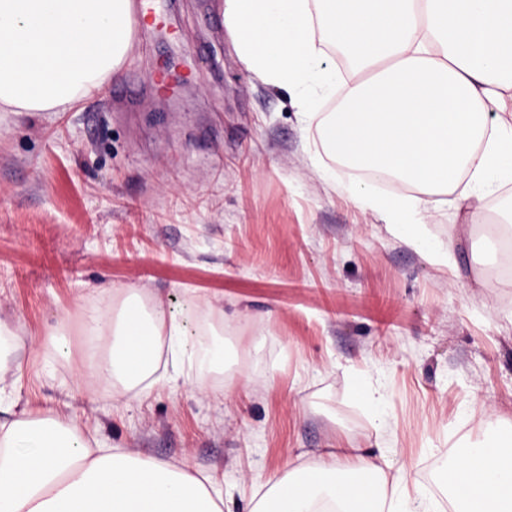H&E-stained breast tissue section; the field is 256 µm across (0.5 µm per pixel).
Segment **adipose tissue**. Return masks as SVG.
<instances>
[{
    "mask_svg": "<svg viewBox=\"0 0 512 512\" xmlns=\"http://www.w3.org/2000/svg\"><path fill=\"white\" fill-rule=\"evenodd\" d=\"M133 0H0V112H65L126 65ZM241 60L297 96L323 144L360 170L391 175L408 194L356 193L362 209L429 261L449 260L427 226L449 199L480 211L483 193L512 180V0H223ZM357 77L323 114L305 92L330 88L323 43ZM497 114H490V107ZM116 315L88 312L89 376L119 402L155 383L162 349L180 362L181 326L122 289ZM407 470L353 448L314 456L252 496L251 512H429ZM461 512H512V436L457 456L444 478ZM0 512H224L211 475L101 447L77 420L21 412L0 424Z\"/></svg>",
    "mask_w": 512,
    "mask_h": 512,
    "instance_id": "obj_1",
    "label": "adipose tissue"
}]
</instances>
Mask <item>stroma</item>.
I'll return each instance as SVG.
<instances>
[{
    "mask_svg": "<svg viewBox=\"0 0 512 512\" xmlns=\"http://www.w3.org/2000/svg\"><path fill=\"white\" fill-rule=\"evenodd\" d=\"M155 5L161 24L137 29L116 79L133 110L105 91L0 112V318L19 339L0 360V424L76 418L104 447L215 476L230 512L255 479L339 443L384 450L444 500L451 454L512 428V276L486 250L512 182L480 213H435L452 260L429 262L352 202L354 174L242 62L220 0ZM129 287L182 324L184 349L223 339V378L201 386L194 367L173 386L161 368L129 403L88 388L83 317Z\"/></svg>",
    "mask_w": 512,
    "mask_h": 512,
    "instance_id": "obj_1",
    "label": "stroma"
}]
</instances>
